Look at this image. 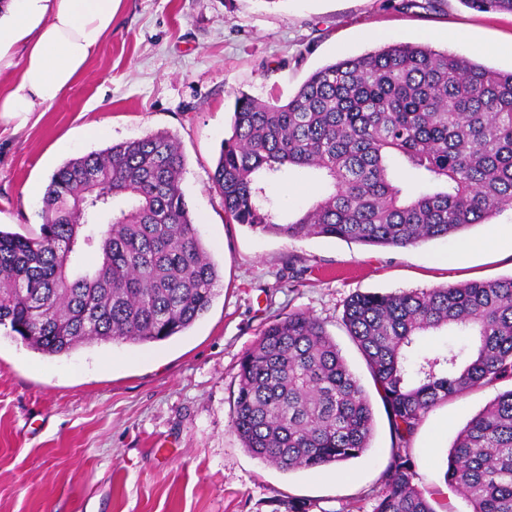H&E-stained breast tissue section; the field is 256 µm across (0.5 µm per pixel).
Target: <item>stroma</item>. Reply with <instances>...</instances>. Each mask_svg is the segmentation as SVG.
Returning a JSON list of instances; mask_svg holds the SVG:
<instances>
[{"mask_svg": "<svg viewBox=\"0 0 512 512\" xmlns=\"http://www.w3.org/2000/svg\"><path fill=\"white\" fill-rule=\"evenodd\" d=\"M412 41L512 70V15L461 0H120L112 33L63 98L27 120L0 117V229L31 234L51 175L70 159L165 130L185 157L181 184L221 282L210 310L167 341L102 342L49 356L0 330V512H372L392 430L341 323L354 292L394 293L512 275V207L403 249L324 237L287 240L224 220L211 183L236 96L288 100L316 69ZM294 216L315 184L268 185ZM500 246L451 262L458 241ZM301 311L323 320L371 390L374 430L360 457L315 471L261 463L230 428L239 364L264 325ZM507 383L440 403L410 440L416 485L469 512L445 481L457 432Z\"/></svg>", "mask_w": 512, "mask_h": 512, "instance_id": "stroma-1", "label": "stroma"}]
</instances>
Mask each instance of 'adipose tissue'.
Wrapping results in <instances>:
<instances>
[{"instance_id": "ef3b65f1", "label": "adipose tissue", "mask_w": 512, "mask_h": 512, "mask_svg": "<svg viewBox=\"0 0 512 512\" xmlns=\"http://www.w3.org/2000/svg\"><path fill=\"white\" fill-rule=\"evenodd\" d=\"M116 0H0V117L52 106L102 50Z\"/></svg>"}]
</instances>
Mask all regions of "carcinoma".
Wrapping results in <instances>:
<instances>
[{"instance_id": "cac0c4a2", "label": "carcinoma", "mask_w": 512, "mask_h": 512, "mask_svg": "<svg viewBox=\"0 0 512 512\" xmlns=\"http://www.w3.org/2000/svg\"><path fill=\"white\" fill-rule=\"evenodd\" d=\"M512 14V0H464ZM167 131L71 159L52 175L39 233L0 230V326L48 355L145 345L211 307L217 264L181 189ZM315 178L318 199L283 219L266 185ZM227 222L285 239L406 248L457 235L512 206V71L396 42L314 71L286 102L242 93L211 174ZM393 433L372 512H437L414 483L409 442L436 404L512 382V276L398 293L355 292L342 317ZM466 336L410 361L423 338ZM231 427L283 471L324 469L369 447L373 411L324 322L271 320L243 357ZM446 483L470 512H512V388L457 433Z\"/></svg>"}]
</instances>
